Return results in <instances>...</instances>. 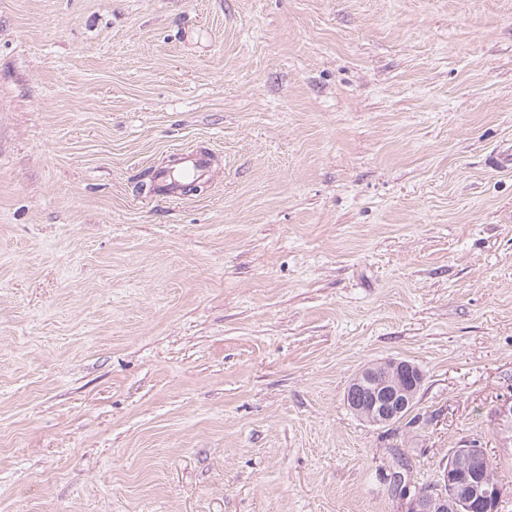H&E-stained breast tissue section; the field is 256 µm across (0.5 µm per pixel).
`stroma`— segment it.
Returning <instances> with one entry per match:
<instances>
[{"mask_svg": "<svg viewBox=\"0 0 512 512\" xmlns=\"http://www.w3.org/2000/svg\"><path fill=\"white\" fill-rule=\"evenodd\" d=\"M508 146L512 0H0V512H512ZM176 157L181 163L182 169L193 178H202L209 169V159L204 153L195 150H185ZM411 381L412 389L407 387ZM423 381L419 367L406 360L368 366L349 386L346 401L354 413L372 424L391 423L414 404ZM455 448L442 467L438 481L403 494L407 512H483L474 504L486 503L488 511L501 498V490L489 472V458L475 445Z\"/></svg>", "mask_w": 512, "mask_h": 512, "instance_id": "1", "label": "stroma"}]
</instances>
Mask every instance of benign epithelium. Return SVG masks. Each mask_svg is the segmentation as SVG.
<instances>
[{"label": "benign epithelium", "instance_id": "benign-epithelium-1", "mask_svg": "<svg viewBox=\"0 0 512 512\" xmlns=\"http://www.w3.org/2000/svg\"><path fill=\"white\" fill-rule=\"evenodd\" d=\"M424 375L414 363L392 360L364 368L346 392L348 406L364 420L387 424L414 404ZM407 512H474L473 505L492 507L501 490L489 472V458L472 445L456 448L442 467L438 481L403 494Z\"/></svg>", "mask_w": 512, "mask_h": 512}]
</instances>
